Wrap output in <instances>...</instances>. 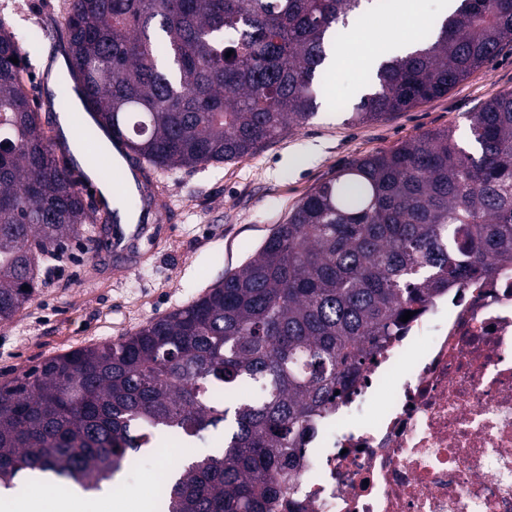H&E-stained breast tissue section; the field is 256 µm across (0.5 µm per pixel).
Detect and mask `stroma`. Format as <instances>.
Wrapping results in <instances>:
<instances>
[{"mask_svg": "<svg viewBox=\"0 0 512 512\" xmlns=\"http://www.w3.org/2000/svg\"><path fill=\"white\" fill-rule=\"evenodd\" d=\"M66 2L0 0V21L18 38L36 36L27 90L41 105L49 136L59 115L50 109L55 91L46 85L41 61L66 45ZM364 76L356 63L341 60L323 85L318 114L254 156L174 175L155 172L158 200L136 208L157 213L161 228L141 240L143 259L135 269L113 274L111 263L96 262L83 240L69 242L60 271L15 320L0 323V381L46 358L117 340L194 301L247 262L302 197L351 161L449 127L467 140L471 112L512 92V47L445 96L354 125L345 110L363 95Z\"/></svg>", "mask_w": 512, "mask_h": 512, "instance_id": "1", "label": "stroma"}]
</instances>
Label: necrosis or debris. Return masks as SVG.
Segmentation results:
<instances>
[{"mask_svg": "<svg viewBox=\"0 0 512 512\" xmlns=\"http://www.w3.org/2000/svg\"><path fill=\"white\" fill-rule=\"evenodd\" d=\"M304 448L293 512H512V264L417 305Z\"/></svg>", "mask_w": 512, "mask_h": 512, "instance_id": "necrosis-or-debris-1", "label": "necrosis or debris"}]
</instances>
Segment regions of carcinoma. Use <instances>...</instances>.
Returning <instances> with one entry per match:
<instances>
[{
    "instance_id": "1",
    "label": "carcinoma",
    "mask_w": 512,
    "mask_h": 512,
    "mask_svg": "<svg viewBox=\"0 0 512 512\" xmlns=\"http://www.w3.org/2000/svg\"><path fill=\"white\" fill-rule=\"evenodd\" d=\"M359 6L68 0L69 78L122 155L169 174L232 164L316 116L338 27ZM507 45L512 0H460L370 71L348 121L443 96ZM26 66L0 21V323L100 220L40 127ZM469 133L474 151L447 128L353 161L193 302L1 382L0 487L23 474L96 493L151 438L181 435L210 451L166 474L162 512H278L309 423L404 308L512 260V92L472 113ZM81 167L124 178L95 151Z\"/></svg>"
}]
</instances>
